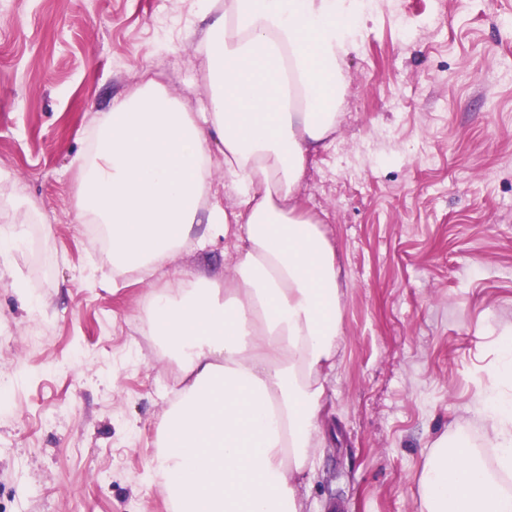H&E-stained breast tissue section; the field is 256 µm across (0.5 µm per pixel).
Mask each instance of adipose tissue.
<instances>
[{
    "label": "adipose tissue",
    "mask_w": 512,
    "mask_h": 512,
    "mask_svg": "<svg viewBox=\"0 0 512 512\" xmlns=\"http://www.w3.org/2000/svg\"><path fill=\"white\" fill-rule=\"evenodd\" d=\"M361 0H224L204 10L203 111L153 80L115 96L77 158L81 216L102 224L112 286L148 283L143 322L178 385L147 460L174 512H305L319 418L342 342L340 271L301 206L312 159L336 131L359 47ZM236 191L213 195L214 159ZM234 237L231 271L164 282L190 246ZM495 466L440 435L419 512H512V395L486 397Z\"/></svg>",
    "instance_id": "obj_1"
}]
</instances>
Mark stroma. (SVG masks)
I'll return each mask as SVG.
<instances>
[{
	"label": "stroma",
	"instance_id": "1",
	"mask_svg": "<svg viewBox=\"0 0 512 512\" xmlns=\"http://www.w3.org/2000/svg\"><path fill=\"white\" fill-rule=\"evenodd\" d=\"M197 0H0V512H170L147 479L169 406L141 310L112 288L75 162L150 74L196 108ZM512 0H371L338 128L300 190L341 268L344 338L310 512H418L426 450L486 462L485 395L512 329ZM233 239L179 271L230 268ZM22 242L20 235L0 229V281L7 276L12 252Z\"/></svg>",
	"mask_w": 512,
	"mask_h": 512
}]
</instances>
